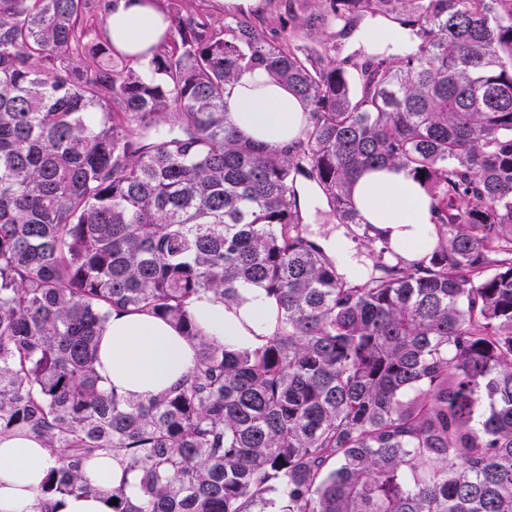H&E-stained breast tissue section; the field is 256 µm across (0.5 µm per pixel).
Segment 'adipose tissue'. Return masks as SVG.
<instances>
[{"instance_id": "obj_1", "label": "adipose tissue", "mask_w": 512, "mask_h": 512, "mask_svg": "<svg viewBox=\"0 0 512 512\" xmlns=\"http://www.w3.org/2000/svg\"><path fill=\"white\" fill-rule=\"evenodd\" d=\"M168 27L157 0H116L105 31L117 53L135 58L159 46ZM224 110L244 138L271 150L294 140L308 118L304 102L262 67L242 73L227 88ZM352 196L364 221L381 229L405 259L417 258L434 243L429 199L408 170L363 172ZM239 294L231 305L210 295L192 301L189 311L204 336L248 346L273 334L275 302L248 284L240 286ZM196 353V342L152 313L116 310L100 332L99 372L104 386L119 396L146 400L177 386L194 367ZM52 465L39 442L14 434L0 437V512H34ZM84 474L91 484L103 487V494L65 497L58 512H112L108 489H122L132 499L140 493L135 476L112 457L89 460Z\"/></svg>"}]
</instances>
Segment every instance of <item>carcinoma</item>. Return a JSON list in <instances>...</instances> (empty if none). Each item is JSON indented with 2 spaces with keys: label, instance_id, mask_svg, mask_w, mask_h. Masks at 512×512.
<instances>
[{
  "label": "carcinoma",
  "instance_id": "carcinoma-1",
  "mask_svg": "<svg viewBox=\"0 0 512 512\" xmlns=\"http://www.w3.org/2000/svg\"><path fill=\"white\" fill-rule=\"evenodd\" d=\"M300 2L269 30L171 13L137 62L88 0H0V436L54 458L35 512L77 492L112 512H512V0ZM368 15L415 49L342 55ZM256 66L307 107L278 151L224 112ZM382 168L430 196L416 259L355 207ZM303 179L362 229L367 279L304 235ZM244 283L276 300L273 335L203 336L191 300ZM114 308L197 341L178 387L144 403L101 385ZM103 453L138 501L85 479ZM371 20H378L379 22H381L385 31L399 30V31L406 32L408 34L409 38L413 42H415V38L409 29H404V28L400 27L398 24L392 23L383 18H379V17L371 18L370 16H366L359 21L357 29L348 38L340 39L339 37H336V41L341 42L343 45V48H342L343 55L356 54V53L361 54L363 52H367L366 41L363 40L362 31H363V26Z\"/></svg>",
  "mask_w": 512,
  "mask_h": 512
}]
</instances>
